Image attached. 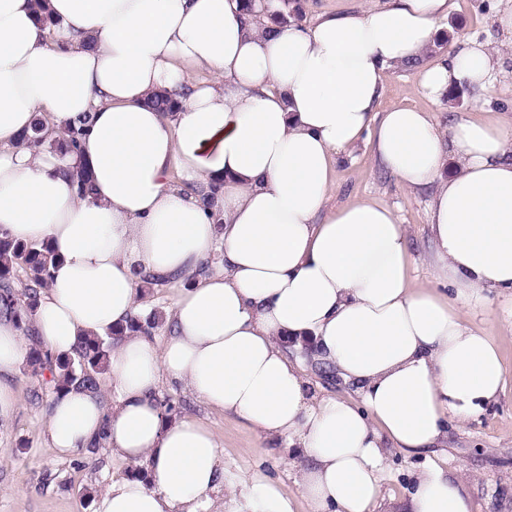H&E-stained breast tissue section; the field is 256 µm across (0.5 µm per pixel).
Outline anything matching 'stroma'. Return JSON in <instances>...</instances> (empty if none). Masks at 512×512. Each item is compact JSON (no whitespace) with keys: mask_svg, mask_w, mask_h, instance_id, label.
<instances>
[{"mask_svg":"<svg viewBox=\"0 0 512 512\" xmlns=\"http://www.w3.org/2000/svg\"><path fill=\"white\" fill-rule=\"evenodd\" d=\"M503 0H449L435 52L422 58L428 66L469 38L498 51L506 73L485 89L464 92L460 104L434 101L423 94L412 69L389 71L378 109L409 107L431 114L439 124L450 115L480 118L482 111L512 117V35L495 21ZM333 191L327 206L340 208L366 199L386 205L405 225L410 241V275L415 285L445 290L438 279L429 240V195L398 181L377 160L370 140L340 153L333 166ZM469 319L497 343L506 370L503 389L495 402L467 421L449 426L448 439L424 454L392 452L382 482L384 512H402L413 488L415 473L431 463L456 473L474 512H512V294L483 291L469 308ZM18 398L13 418L0 426V512H94L98 497L131 467L110 448L100 450L95 463L85 454L65 456L52 447L46 433V413L52 401L45 378L20 370L11 379ZM158 394L186 400L187 417L211 427L218 435L224 460V486L236 497L250 491L260 473L277 482L293 499L297 512L305 503L294 478L296 466L284 449L268 447L239 418L208 407L186 387L160 382Z\"/></svg>","mask_w":512,"mask_h":512,"instance_id":"1","label":"stroma"}]
</instances>
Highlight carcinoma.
<instances>
[{
    "label": "carcinoma",
    "mask_w": 512,
    "mask_h": 512,
    "mask_svg": "<svg viewBox=\"0 0 512 512\" xmlns=\"http://www.w3.org/2000/svg\"><path fill=\"white\" fill-rule=\"evenodd\" d=\"M242 18L260 22L265 18L275 25L299 23L304 17L301 0H283L282 7L271 3L261 6L257 0H242ZM149 103L162 112H175L179 102L165 93L153 95ZM45 123L36 119L31 131L21 137V144L39 149L48 147L62 153L74 151L83 135V126H73L65 137L47 141L43 135ZM57 255L46 244L16 242L0 236V315L8 316L31 341L26 366L34 376L49 374L52 394L58 398L72 389L98 392L112 348L129 333L154 335L162 323L161 313L154 309L143 316L130 319L110 329L105 336L87 337L77 343L71 352L55 355L44 350L30 327V319L39 304L42 291L48 287L51 268Z\"/></svg>",
    "instance_id": "carcinoma-1"
}]
</instances>
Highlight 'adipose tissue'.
Instances as JSON below:
<instances>
[{
    "label": "adipose tissue",
    "instance_id": "obj_1",
    "mask_svg": "<svg viewBox=\"0 0 512 512\" xmlns=\"http://www.w3.org/2000/svg\"><path fill=\"white\" fill-rule=\"evenodd\" d=\"M447 15L448 0H384L274 27L242 23L239 0H0V234L60 257L33 320L39 341L64 353L125 323L142 308L140 274L173 296L164 345L137 334L113 348L111 404L73 390L48 412L60 453L103 429L113 454L147 464V482L111 483L95 512H201L223 491L216 434L165 412L164 379L286 441L307 512H377L390 450L437 446L497 398L505 368L468 304L484 290L512 293V125L377 109L386 72L421 60ZM501 68L467 41L418 85L439 99L463 82L486 88ZM192 70L210 81L187 83ZM160 90L178 112L146 106ZM41 116L52 137L85 125L77 153L20 147ZM365 136L405 186L431 189L448 293L413 287L391 208L326 210L334 154ZM83 167L82 194L71 174ZM215 253L217 267L197 275ZM286 337L312 340L355 397L313 385ZM27 352L0 317V424L16 411L9 379ZM252 488L233 512H295L278 484L257 475ZM408 512L473 505L432 464L416 474Z\"/></svg>",
    "mask_w": 512,
    "mask_h": 512
}]
</instances>
